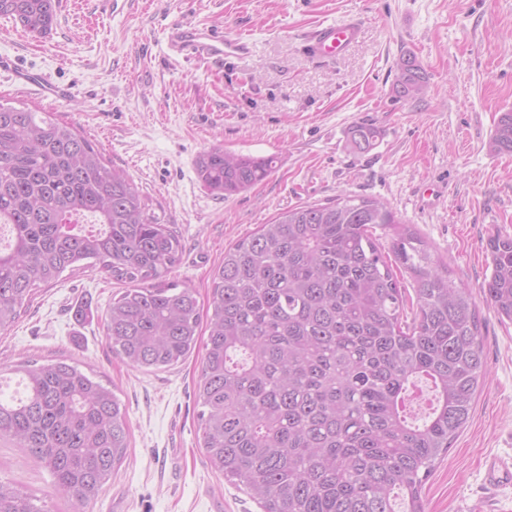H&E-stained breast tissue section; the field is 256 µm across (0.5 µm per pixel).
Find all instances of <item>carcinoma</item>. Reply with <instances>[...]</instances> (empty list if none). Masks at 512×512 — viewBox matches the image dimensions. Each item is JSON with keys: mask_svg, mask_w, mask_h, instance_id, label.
<instances>
[{"mask_svg": "<svg viewBox=\"0 0 512 512\" xmlns=\"http://www.w3.org/2000/svg\"><path fill=\"white\" fill-rule=\"evenodd\" d=\"M56 0H0V17L34 35L52 27ZM393 90L422 100L414 55L397 63ZM381 131H348L358 153ZM490 146L512 154V112ZM276 158L214 147L196 172L229 197L266 180ZM394 228L396 259L417 278L416 309L377 239ZM0 331L37 288L66 271H104L128 284L107 310L112 353L137 369H164L195 349L196 294L167 281L181 254L178 231L154 215L131 177L76 126L48 112L0 103ZM483 292L512 321V235L487 239ZM208 335L195 401L212 469L244 487L262 512H425L422 488L470 418L484 385L481 325L468 289L433 264L423 240L386 203L340 194L280 213L224 251L214 272ZM435 402L408 420L409 386ZM0 438L25 448L58 490L85 512L128 448L127 413L111 389L65 361L29 364L15 389L0 381ZM0 512H47L0 481Z\"/></svg>", "mask_w": 512, "mask_h": 512, "instance_id": "obj_1", "label": "carcinoma"}]
</instances>
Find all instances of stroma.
Here are the masks:
<instances>
[{
    "label": "stroma",
    "instance_id": "1",
    "mask_svg": "<svg viewBox=\"0 0 512 512\" xmlns=\"http://www.w3.org/2000/svg\"><path fill=\"white\" fill-rule=\"evenodd\" d=\"M349 19L360 33L343 55L309 53L319 26ZM175 21L246 37L251 53L173 59L166 28ZM406 52L427 78L420 102L393 92ZM0 55L68 87L54 102L0 72L1 102L74 124L176 227L183 252L169 278L194 289L200 307L225 250L279 212L351 194L380 199L411 224L469 289L486 368L468 424L425 482L426 512H512V483L485 479L486 460L512 457V322L482 292L487 237L512 233V155L489 146L500 115L512 112V0H56L43 36L0 18ZM362 121L382 135L360 154L347 134ZM216 146L276 157V168L237 195H213L196 160ZM124 288L97 271L63 274L0 331V366L78 364L127 411L125 458L86 512H261L206 462L194 400L203 348L154 371L113 355L105 315ZM0 480L48 512H73L50 473L7 438Z\"/></svg>",
    "mask_w": 512,
    "mask_h": 512
}]
</instances>
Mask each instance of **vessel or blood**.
Instances as JSON below:
<instances>
[{"mask_svg":"<svg viewBox=\"0 0 512 512\" xmlns=\"http://www.w3.org/2000/svg\"><path fill=\"white\" fill-rule=\"evenodd\" d=\"M360 32L356 22L332 23L322 27L309 43L311 55L333 58L353 44ZM168 45L173 56L220 62L228 57H246L249 43L240 37H229L212 28L194 23L175 22L168 28ZM0 69L11 72L15 83L51 99L65 98L68 88L59 86L48 77L24 69L5 57H0Z\"/></svg>","mask_w":512,"mask_h":512,"instance_id":"b4317fda","label":"vessel or blood"}]
</instances>
